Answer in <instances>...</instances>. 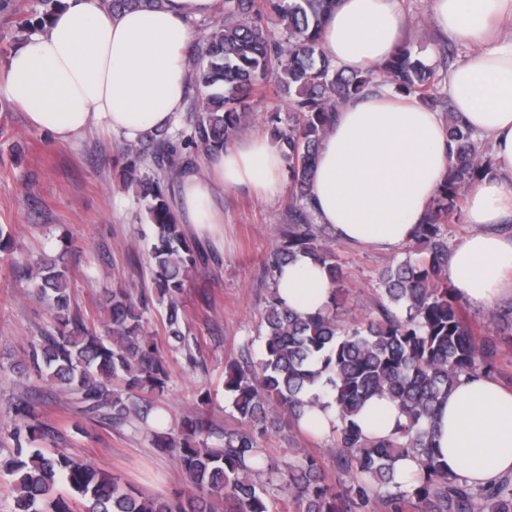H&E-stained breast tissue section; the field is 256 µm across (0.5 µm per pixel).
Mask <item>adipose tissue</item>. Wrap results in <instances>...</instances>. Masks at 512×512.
Here are the masks:
<instances>
[{
  "instance_id": "adipose-tissue-1",
  "label": "adipose tissue",
  "mask_w": 512,
  "mask_h": 512,
  "mask_svg": "<svg viewBox=\"0 0 512 512\" xmlns=\"http://www.w3.org/2000/svg\"><path fill=\"white\" fill-rule=\"evenodd\" d=\"M218 0H166L163 7L112 14L101 0H63L44 33L12 52L4 77L33 128L65 144L91 128L129 143L175 124L187 88L194 21ZM444 36L472 51L448 73L454 109L492 150L493 169L468 194L476 230L454 249L448 278L481 307L512 297V239L498 230L512 216V0H432ZM405 37L399 0H339L322 48L347 71L387 60ZM445 119L419 100L380 89L347 102L324 140L312 180L318 223L351 245L389 250L408 242L448 173ZM204 175L184 173L178 208L198 232L223 223L217 189L240 186L280 194L287 164L264 137H247L205 159ZM293 310L324 309L332 288L325 270L298 258L277 276ZM367 435L393 438L406 417L385 397L355 417ZM435 443L449 473L484 486L512 476V390L482 375L463 376L440 405Z\"/></svg>"
}]
</instances>
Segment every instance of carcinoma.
<instances>
[{
  "mask_svg": "<svg viewBox=\"0 0 512 512\" xmlns=\"http://www.w3.org/2000/svg\"><path fill=\"white\" fill-rule=\"evenodd\" d=\"M164 0H102L104 8H156ZM40 11L22 22L44 27L62 0H39ZM336 0H219L218 11L196 22L199 40L187 65L196 88L187 129L148 132L126 145L115 176L145 203L154 226L150 248L153 283L168 299L164 335L174 351L191 352L190 329L181 295L197 266L207 260L179 222L170 194L178 175L195 164L200 150L233 143L250 114L267 99L288 103L281 126L277 106H266L272 144L288 165L290 223L270 252V275L298 255L314 257L332 286L344 279L340 263L317 246L324 225L317 223L311 185L319 149L336 112L347 101L387 86L398 95L446 107L451 165L432 208L414 238L424 244L380 273L373 315L344 325L333 301L304 315L273 296L264 315L263 349L253 365L226 364L224 393L238 415V428L224 430L202 409L185 417L176 432L156 435V447L172 457L192 488L175 498L151 497L115 475L97 470L62 451L25 448L21 435L42 441L52 430L36 420L26 401L16 447L0 468L12 478L15 512H269L268 489L304 506V512H351L379 503L389 512H512V481L474 489L448 473L433 448V421L441 401L462 375H490L501 352L498 338L476 337L456 290L448 283V239L444 226L461 208L489 159L473 132L452 112L446 88L447 63L428 65L407 41L385 62L348 73L321 48L324 23ZM26 280L51 301L52 331L31 346L27 361L40 375L72 395L87 415L147 421L149 409L134 392L161 393L168 362L154 337L144 331L147 305L123 288L104 297L109 312L105 334L71 311L66 265L49 256L25 263ZM386 396L407 422L394 438L364 435L354 417L370 398ZM330 398L335 447L345 458L353 485L339 493L324 482L317 464L279 465L259 447L255 430L283 416L295 423ZM401 458L418 466L410 481L395 470ZM65 487L72 497L59 493Z\"/></svg>",
  "mask_w": 512,
  "mask_h": 512,
  "instance_id": "cac0c4a2",
  "label": "carcinoma"
}]
</instances>
